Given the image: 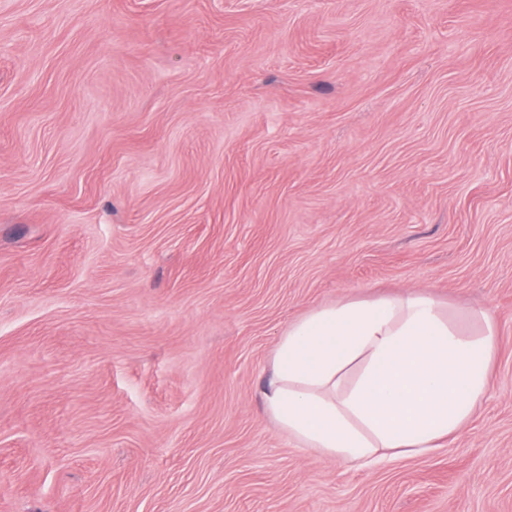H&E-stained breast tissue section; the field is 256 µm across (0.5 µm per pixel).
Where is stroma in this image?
Wrapping results in <instances>:
<instances>
[{"mask_svg": "<svg viewBox=\"0 0 512 512\" xmlns=\"http://www.w3.org/2000/svg\"><path fill=\"white\" fill-rule=\"evenodd\" d=\"M484 309L451 446L358 467L289 323ZM0 512H512V0H0Z\"/></svg>", "mask_w": 512, "mask_h": 512, "instance_id": "1", "label": "stroma"}]
</instances>
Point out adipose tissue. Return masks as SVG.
<instances>
[{
    "label": "adipose tissue",
    "instance_id": "obj_1",
    "mask_svg": "<svg viewBox=\"0 0 512 512\" xmlns=\"http://www.w3.org/2000/svg\"><path fill=\"white\" fill-rule=\"evenodd\" d=\"M497 329L418 293L345 300L289 324L262 393L303 448L355 465L452 439L486 397Z\"/></svg>",
    "mask_w": 512,
    "mask_h": 512
}]
</instances>
